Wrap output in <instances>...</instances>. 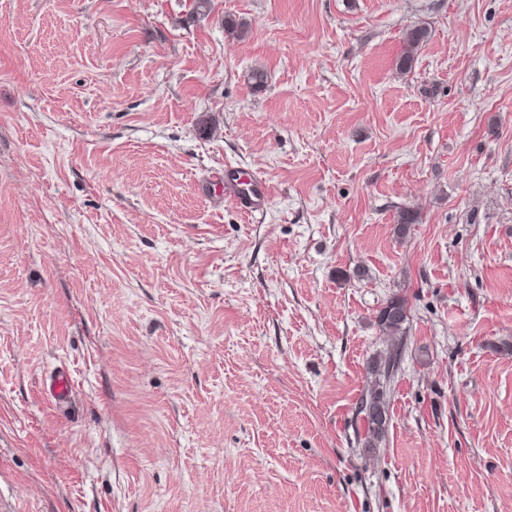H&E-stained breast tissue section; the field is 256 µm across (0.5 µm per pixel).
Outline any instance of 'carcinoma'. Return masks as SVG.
Returning a JSON list of instances; mask_svg holds the SVG:
<instances>
[{
  "label": "carcinoma",
  "instance_id": "cac0c4a2",
  "mask_svg": "<svg viewBox=\"0 0 512 512\" xmlns=\"http://www.w3.org/2000/svg\"><path fill=\"white\" fill-rule=\"evenodd\" d=\"M428 37L425 28H414L406 33L405 50L396 61V69L402 74L414 67V49ZM419 214L410 208H402L396 215L394 232L402 239L411 225L418 222ZM376 324L383 336V350L374 354L366 368V386L359 399L356 416L361 418L363 432L357 435V443L369 454L375 453L386 442L389 424V395L396 371L402 358L404 339L409 331V315L405 298L390 296L376 315Z\"/></svg>",
  "mask_w": 512,
  "mask_h": 512
}]
</instances>
